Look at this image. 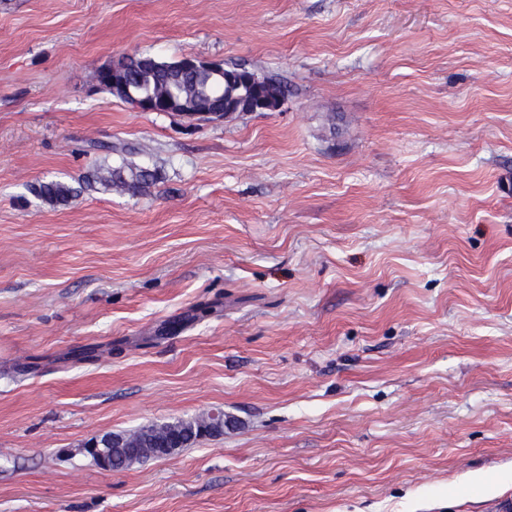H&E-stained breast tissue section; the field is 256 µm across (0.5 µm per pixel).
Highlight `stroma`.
Instances as JSON below:
<instances>
[{"instance_id":"1","label":"stroma","mask_w":512,"mask_h":512,"mask_svg":"<svg viewBox=\"0 0 512 512\" xmlns=\"http://www.w3.org/2000/svg\"><path fill=\"white\" fill-rule=\"evenodd\" d=\"M241 65L277 112L91 88ZM140 147L141 196L40 204ZM224 411L123 470L84 445ZM512 501V0H0V512Z\"/></svg>"}]
</instances>
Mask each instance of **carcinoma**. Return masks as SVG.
Returning a JSON list of instances; mask_svg holds the SVG:
<instances>
[{"label": "carcinoma", "mask_w": 512, "mask_h": 512, "mask_svg": "<svg viewBox=\"0 0 512 512\" xmlns=\"http://www.w3.org/2000/svg\"><path fill=\"white\" fill-rule=\"evenodd\" d=\"M129 85V93L123 94L110 84L102 86L112 96L127 103L132 97L174 99L183 104L209 102L219 109L224 108L227 89L217 75L205 71L189 72L177 61H162L156 57L134 53L127 54L112 63ZM122 156L114 164H102L84 176L78 186L58 179L37 183L30 193L41 203L54 207L68 205L85 191L120 195H142L150 192L160 180V173L138 163L139 150L135 147L120 148ZM209 416L201 415L172 421L156 422L130 431L115 433L117 447L109 449L112 468H127L156 458L155 447L179 435L192 446L212 432H203Z\"/></svg>", "instance_id": "1"}]
</instances>
